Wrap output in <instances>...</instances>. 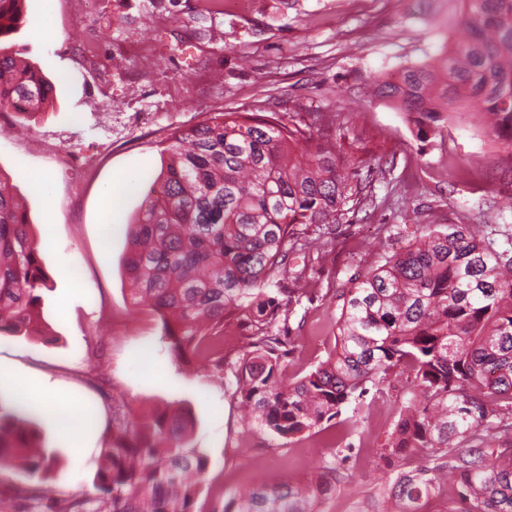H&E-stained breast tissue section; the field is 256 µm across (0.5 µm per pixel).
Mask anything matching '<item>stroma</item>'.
Returning <instances> with one entry per match:
<instances>
[{
	"mask_svg": "<svg viewBox=\"0 0 512 512\" xmlns=\"http://www.w3.org/2000/svg\"><path fill=\"white\" fill-rule=\"evenodd\" d=\"M464 0H25L8 44L54 86V102L21 128L0 111V181L27 209L49 288L39 330L0 335V366L47 381L82 411L84 454L46 419L40 433L60 496L91 489L112 432V406L147 411L175 402L195 420L193 443L209 459L199 507L273 480L305 482L333 456L343 479L320 512H355L387 479L382 456L392 414L365 399L338 424L281 444L244 421L231 396L243 326L224 330V376L207 359L170 361L161 324L133 306L124 269L125 225L162 166L173 129L216 112L278 113L310 120L354 160L369 204L336 228L325 263L292 257L309 290L287 325L298 348L284 380L308 372L336 345V289L417 242L426 224H466L512 247V154L479 107L452 113L442 133L420 136L412 115L377 98L373 82L437 55ZM45 20L51 37L36 34ZM41 174L42 191L30 185ZM119 193L108 210L105 199Z\"/></svg>",
	"mask_w": 512,
	"mask_h": 512,
	"instance_id": "1",
	"label": "stroma"
}]
</instances>
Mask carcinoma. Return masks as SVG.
Listing matches in <instances>:
<instances>
[{"instance_id":"1","label":"carcinoma","mask_w":512,"mask_h":512,"mask_svg":"<svg viewBox=\"0 0 512 512\" xmlns=\"http://www.w3.org/2000/svg\"><path fill=\"white\" fill-rule=\"evenodd\" d=\"M23 0H0V40L22 22ZM464 36L443 42L431 62L411 65L399 81L378 80L375 95L415 116L419 132L439 133L448 113L474 105L512 149V0H465ZM0 46V110L24 120L53 99V85ZM319 119L216 112L174 131L169 155L125 228L132 304L160 320L171 361L209 359L224 372V327L248 322L235 365L233 399L271 437L310 436L392 376L411 394L395 410L383 456L422 449L409 467L362 502L377 512H512V252L463 224H432L410 247L357 273L339 289L336 347L311 371L282 379L295 339L279 324L306 295L289 276L292 255L323 238L315 261L334 246L325 238L362 203L351 165L329 140L315 139ZM24 204L0 181V333H29L48 288ZM191 416L180 407L141 415L114 407L112 436L101 449L93 490L51 497L49 463L29 410L0 395V467L21 470L23 498L38 512H195L208 459L189 442ZM338 467L300 487L264 483L211 512H319L336 492Z\"/></svg>"}]
</instances>
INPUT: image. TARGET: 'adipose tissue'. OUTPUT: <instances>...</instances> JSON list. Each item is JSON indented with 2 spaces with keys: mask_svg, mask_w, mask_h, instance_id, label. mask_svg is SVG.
Listing matches in <instances>:
<instances>
[{
  "mask_svg": "<svg viewBox=\"0 0 512 512\" xmlns=\"http://www.w3.org/2000/svg\"><path fill=\"white\" fill-rule=\"evenodd\" d=\"M3 391L23 397L30 407L40 411L60 432L69 436L74 447H81L83 418L64 406L50 385L38 379L15 378L10 371L0 368V392Z\"/></svg>",
  "mask_w": 512,
  "mask_h": 512,
  "instance_id": "ef3b65f1",
  "label": "adipose tissue"
}]
</instances>
